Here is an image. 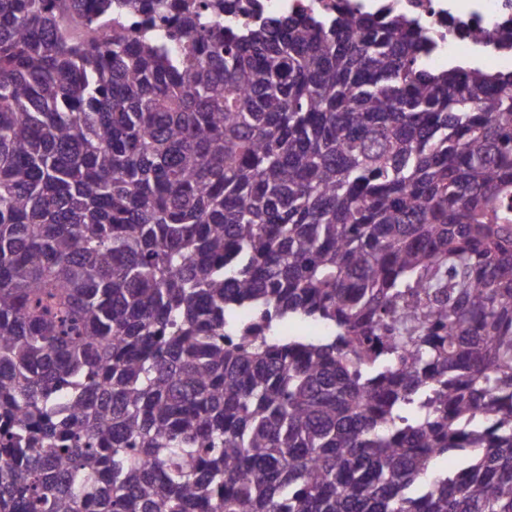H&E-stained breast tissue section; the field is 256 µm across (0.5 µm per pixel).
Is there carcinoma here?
<instances>
[{
  "label": "carcinoma",
  "instance_id": "obj_1",
  "mask_svg": "<svg viewBox=\"0 0 512 512\" xmlns=\"http://www.w3.org/2000/svg\"><path fill=\"white\" fill-rule=\"evenodd\" d=\"M204 9L0 0V512H512V72Z\"/></svg>",
  "mask_w": 512,
  "mask_h": 512
}]
</instances>
